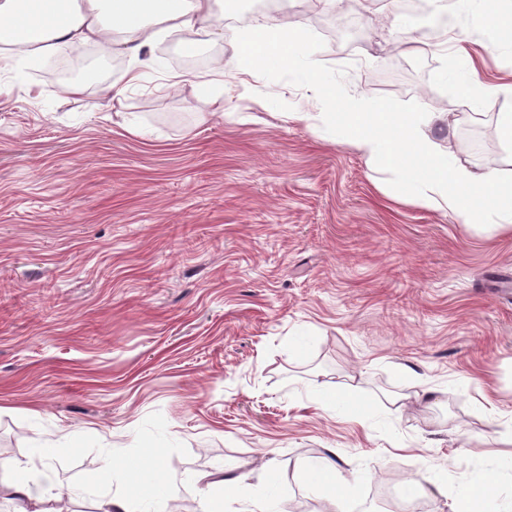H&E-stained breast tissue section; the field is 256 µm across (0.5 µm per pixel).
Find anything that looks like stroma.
Returning a JSON list of instances; mask_svg holds the SVG:
<instances>
[{
	"label": "stroma",
	"mask_w": 512,
	"mask_h": 512,
	"mask_svg": "<svg viewBox=\"0 0 512 512\" xmlns=\"http://www.w3.org/2000/svg\"><path fill=\"white\" fill-rule=\"evenodd\" d=\"M423 3L373 0L366 20L288 0L296 70L257 63L237 87L167 86L169 36L117 97L123 52L112 77L98 48L68 46L99 74L78 95L0 53V483L47 443L74 512L142 485L132 458L175 475L163 500L181 512L220 478L224 512H385L387 490L450 512L481 483L512 492V291L486 286L512 277V237L402 195L305 117L324 88L434 112L438 156L512 176L496 130L512 42L491 24L512 0H455L448 27ZM418 383L432 399H411ZM332 451L335 492L303 483Z\"/></svg>",
	"instance_id": "1"
}]
</instances>
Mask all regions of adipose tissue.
<instances>
[{
    "label": "adipose tissue",
    "instance_id": "1",
    "mask_svg": "<svg viewBox=\"0 0 512 512\" xmlns=\"http://www.w3.org/2000/svg\"><path fill=\"white\" fill-rule=\"evenodd\" d=\"M170 34L182 35L187 48L198 46L204 36L223 39L224 0H0V49L41 57L75 44L120 50L137 60L128 78L132 85L153 66L145 50ZM242 39L245 57L282 70L296 68L299 33L259 21L245 29ZM315 118L333 127L368 160L392 168L402 194L512 234V179L438 157L433 142L420 133L421 127L436 123L433 113L399 119L349 101L316 112ZM39 454L41 474L11 464L8 488L11 495L36 502L35 512H51L41 500L43 485L52 478V455L45 447Z\"/></svg>",
    "mask_w": 512,
    "mask_h": 512
}]
</instances>
